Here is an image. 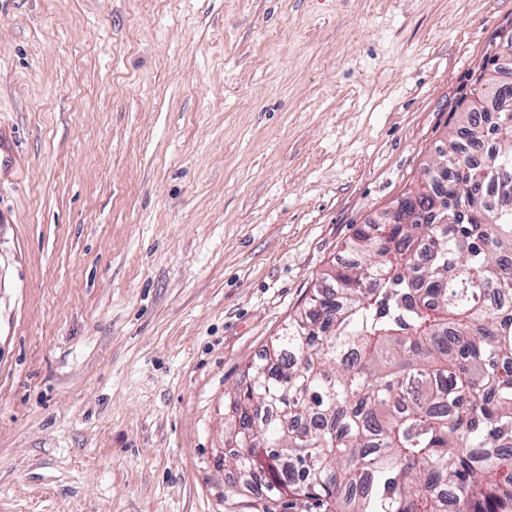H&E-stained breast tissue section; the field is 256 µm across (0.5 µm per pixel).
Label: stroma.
<instances>
[{"instance_id":"1","label":"stroma","mask_w":512,"mask_h":512,"mask_svg":"<svg viewBox=\"0 0 512 512\" xmlns=\"http://www.w3.org/2000/svg\"><path fill=\"white\" fill-rule=\"evenodd\" d=\"M512 0H0V512H323L224 397L417 186Z\"/></svg>"}]
</instances>
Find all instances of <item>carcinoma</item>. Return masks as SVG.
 Instances as JSON below:
<instances>
[{
    "label": "carcinoma",
    "mask_w": 512,
    "mask_h": 512,
    "mask_svg": "<svg viewBox=\"0 0 512 512\" xmlns=\"http://www.w3.org/2000/svg\"><path fill=\"white\" fill-rule=\"evenodd\" d=\"M503 55L460 102L455 177L428 165L411 224H370L355 260L288 321L224 401V466L324 512H512V97ZM477 183L481 193L467 191ZM448 210V223L429 221Z\"/></svg>",
    "instance_id": "obj_1"
}]
</instances>
